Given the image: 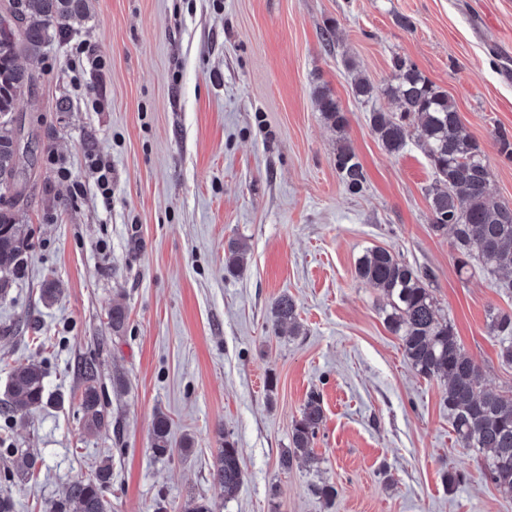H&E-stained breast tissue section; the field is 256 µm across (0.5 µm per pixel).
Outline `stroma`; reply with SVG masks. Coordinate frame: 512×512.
Segmentation results:
<instances>
[{
  "instance_id": "1",
  "label": "stroma",
  "mask_w": 512,
  "mask_h": 512,
  "mask_svg": "<svg viewBox=\"0 0 512 512\" xmlns=\"http://www.w3.org/2000/svg\"><path fill=\"white\" fill-rule=\"evenodd\" d=\"M78 42L102 70L72 67ZM397 57L453 99L493 195L512 203V161L493 137L512 133V0H89L80 27L26 60L35 83L16 111L32 143L18 216L30 246L0 296V392L32 360L63 401L0 413V494L16 512H48L103 460L112 512L193 495L213 512H512V495L458 444L442 381L407 364L384 297L355 275L375 246L430 270L482 387L512 389L488 327L490 310H512V274L458 272L449 237L430 229L433 170L417 133L393 155L371 131L372 106L396 109L384 89ZM359 77L376 88L373 103L355 97ZM320 86L348 118L362 193L336 172ZM92 155L112 165L107 206ZM232 240L249 248L238 276L224 267ZM48 281L62 290L49 306ZM284 293L300 335L271 327ZM116 302L128 314L117 334ZM87 363L108 420L94 435L80 400ZM313 392L325 412L315 461L283 471ZM160 413L173 442L192 437L191 452L153 454ZM227 438L245 471L230 499L209 476ZM19 449L40 458L26 480L14 471ZM449 472L464 481L448 486ZM324 482L334 501L314 493Z\"/></svg>"
}]
</instances>
